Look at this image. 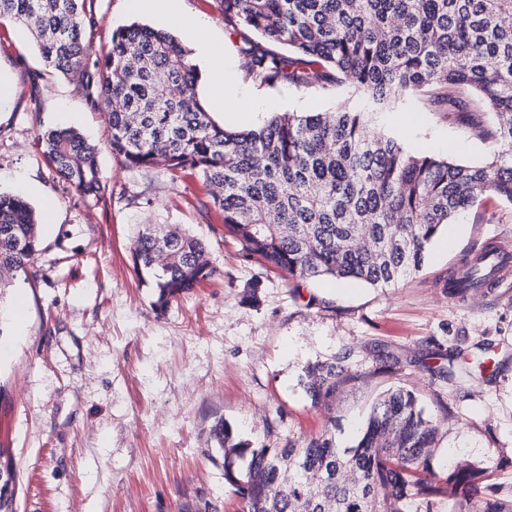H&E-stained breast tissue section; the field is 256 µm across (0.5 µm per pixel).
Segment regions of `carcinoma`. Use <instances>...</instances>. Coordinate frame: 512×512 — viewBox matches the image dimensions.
Here are the masks:
<instances>
[{"label":"carcinoma","mask_w":512,"mask_h":512,"mask_svg":"<svg viewBox=\"0 0 512 512\" xmlns=\"http://www.w3.org/2000/svg\"><path fill=\"white\" fill-rule=\"evenodd\" d=\"M86 0H0V18L28 29L46 65L80 77L106 112L112 154L129 168L196 171L224 212V234L246 258L294 279L354 280L388 288L422 268L439 230L487 195L512 203V0H221L247 75L266 84L329 91L349 86L382 112L418 97L478 130L492 151L478 164L413 153L376 132L362 111L283 112L246 131L218 125L201 103L199 71L172 34L138 23L112 32L90 60ZM288 48L283 53L280 48ZM493 116L483 124L482 116ZM43 153L81 196L100 200L97 147L73 128L41 135ZM38 247L35 211L0 194V296ZM495 248L466 255L443 287L463 294L490 273ZM137 273L156 279L154 305L216 275L202 241L156 227L138 235ZM342 353L306 367L311 403L325 405L352 378ZM224 480L239 512H512L491 474L464 463L431 471L438 426L416 395L390 387L357 444L321 435L286 448H252L218 419Z\"/></svg>","instance_id":"cac0c4a2"}]
</instances>
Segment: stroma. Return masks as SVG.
I'll use <instances>...</instances> for the list:
<instances>
[{
	"label": "stroma",
	"mask_w": 512,
	"mask_h": 512,
	"mask_svg": "<svg viewBox=\"0 0 512 512\" xmlns=\"http://www.w3.org/2000/svg\"><path fill=\"white\" fill-rule=\"evenodd\" d=\"M87 5L98 23L85 39L99 55L116 28L166 26L162 12L133 9L130 0ZM176 6L208 20V38L225 60L238 57L220 0ZM18 32L0 22V75L15 90L0 106V192L38 211L53 200L59 210L54 223L40 224L37 251L0 299L7 308L26 305L23 325L0 318V487L13 512H197L206 502L237 512L210 436L217 419L253 447L283 448L326 432L350 448L372 402L391 386L415 392L437 422L436 474L463 461L489 467L501 497L512 496V467L497 466L512 455V270L462 298L440 286L467 252L512 245L511 203L491 197L461 212L454 248L437 236L423 268L394 287L289 281L225 238L224 214L195 172L132 169L114 156L104 112ZM242 94L260 103L253 117L238 111ZM341 104L365 106L341 88L303 91L228 73L224 106L211 117L248 130L279 112ZM374 122L413 152L472 164L492 149L421 100L399 101ZM65 127L98 148L101 201L82 197L42 153L40 134ZM148 224L201 238L218 270L163 311L154 306V279L133 267L135 238ZM380 349L398 357L394 373L374 375ZM341 352L352 380L328 407L312 406L300 384L305 366Z\"/></svg>",
	"instance_id": "stroma-1"
}]
</instances>
